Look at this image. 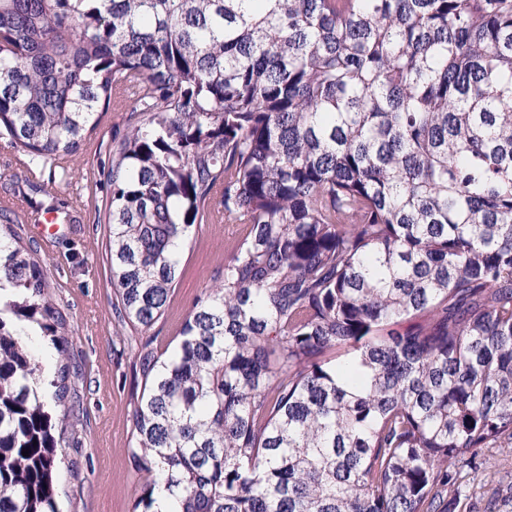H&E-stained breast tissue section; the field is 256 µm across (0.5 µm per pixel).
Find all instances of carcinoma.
Instances as JSON below:
<instances>
[{"label":"carcinoma","instance_id":"carcinoma-1","mask_svg":"<svg viewBox=\"0 0 512 512\" xmlns=\"http://www.w3.org/2000/svg\"><path fill=\"white\" fill-rule=\"evenodd\" d=\"M110 108L142 116L100 172L121 321L164 314L189 227L238 225L138 351L132 512H472L512 452V0H0L26 186ZM0 218V512H60L70 371L32 330L67 321ZM498 457H495V459L490 460V463L487 465V475H488V482H485L484 487L481 489L477 488V500L474 499V501H477L476 505V511L477 512H483L484 511V501L487 499L488 496L492 494L494 489L498 485V479L501 477V475H504V470L499 466V463L497 461ZM497 470H501V473L497 474Z\"/></svg>","mask_w":512,"mask_h":512}]
</instances>
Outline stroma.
<instances>
[{"label": "stroma", "instance_id": "obj_1", "mask_svg": "<svg viewBox=\"0 0 512 512\" xmlns=\"http://www.w3.org/2000/svg\"><path fill=\"white\" fill-rule=\"evenodd\" d=\"M128 120L125 112L102 113L81 155L65 169L44 172L40 190L29 192L25 209L16 215L19 235L38 242L45 206L55 199L72 204L67 222L55 226L53 254L41 257L51 299L68 324L66 361L76 405L55 473L61 512H132L140 485L128 456L135 353L144 341L160 352L171 349L184 316L232 257L237 236L233 224L194 225L164 315L145 331L118 322L104 222L108 193L98 168Z\"/></svg>", "mask_w": 512, "mask_h": 512}]
</instances>
